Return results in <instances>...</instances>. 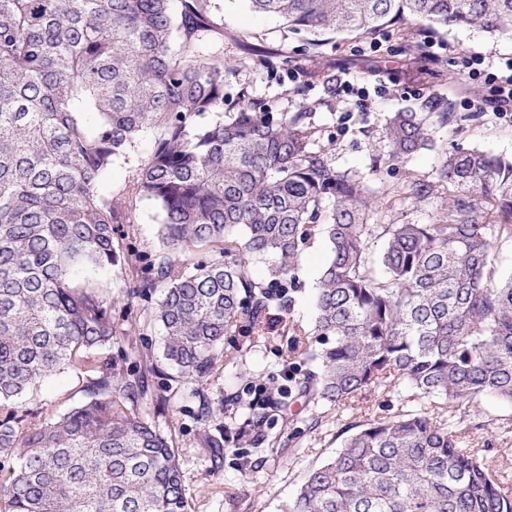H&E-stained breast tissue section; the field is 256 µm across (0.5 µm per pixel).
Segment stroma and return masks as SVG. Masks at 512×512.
Segmentation results:
<instances>
[{
    "label": "stroma",
    "mask_w": 512,
    "mask_h": 512,
    "mask_svg": "<svg viewBox=\"0 0 512 512\" xmlns=\"http://www.w3.org/2000/svg\"><path fill=\"white\" fill-rule=\"evenodd\" d=\"M224 22L225 110L238 108L240 98L264 101L274 112L312 113L319 129L314 146L327 150L333 165L361 177L378 202L369 213L372 224H434L448 214V191L438 189L423 202L405 192L412 180L431 179L442 153L453 144L493 154H512V117L483 113L479 121L455 134L433 125L432 146L374 167L385 154L386 120L400 110L471 113L478 110L490 87L484 76L498 70L502 57H512V37H498L472 28H441L419 21L413 35L399 37L381 31L365 36L337 34L320 53H309L304 39L272 16H258L244 0H212ZM436 49L437 64L422 68L421 54ZM483 59L484 74L469 79L465 61ZM326 71L334 83L351 82L346 94L327 91L312 79ZM134 223L121 225L120 245L160 249L159 214L144 199L131 198ZM328 260L323 238L304 251L299 289L291 307L272 309L265 318V337H225L240 346L237 364L217 361L206 377L187 383L163 357V336L151 310L161 300L128 298L138 270L116 266L102 279L103 292L114 298L112 315L117 334L111 345L94 353L93 370L75 375L63 372L45 381L16 402L17 414L37 422L60 416L87 399V385L107 368L121 377H145V392L136 408L177 450L189 512H281L302 485L307 473L341 446L349 427L363 415L389 416L408 408V390H366L356 409L320 408L321 422L294 434L291 415L309 418L302 400L279 397L280 372L287 364L288 326H311L317 279ZM132 322H124L123 309ZM265 384L277 409L263 424L248 422L240 404L249 386ZM480 427L469 428L467 439L479 456L512 479V405L494 399L479 406Z\"/></svg>",
    "instance_id": "35a3bbf8"
}]
</instances>
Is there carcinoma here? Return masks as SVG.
<instances>
[{"label": "carcinoma", "instance_id": "cac0c4a2", "mask_svg": "<svg viewBox=\"0 0 512 512\" xmlns=\"http://www.w3.org/2000/svg\"><path fill=\"white\" fill-rule=\"evenodd\" d=\"M248 2L315 50L327 34L408 36L419 19L512 36V0ZM223 43L211 0H0V410L62 369L81 373L112 341V301L89 275L139 267L128 295L162 289L165 358L202 379L218 357L237 359L224 337L263 335L270 309L293 302L319 234L316 316L288 327L291 361L317 370L291 389L313 408L347 407L405 384L414 405L354 425L282 512H512L507 478L462 427L483 398L512 404V277L496 282L493 267L512 238V155L458 144L410 185L420 202L448 188L445 220L369 224L375 197L313 148L312 113L261 102L224 113ZM146 130L129 194L159 212L155 254L114 247L131 216L109 185ZM385 135L378 167L429 146L428 116L395 112ZM202 247L211 260L189 262ZM87 392L55 420H0V512H188L171 439L131 406L143 380L104 372Z\"/></svg>", "mask_w": 512, "mask_h": 512}]
</instances>
